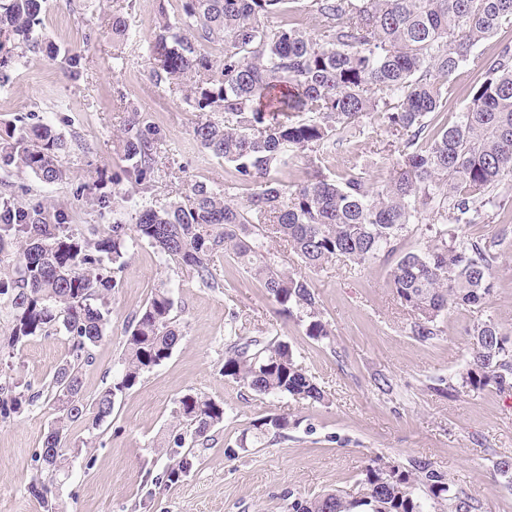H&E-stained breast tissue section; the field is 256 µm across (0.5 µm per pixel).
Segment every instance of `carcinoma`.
Segmentation results:
<instances>
[{"mask_svg":"<svg viewBox=\"0 0 512 512\" xmlns=\"http://www.w3.org/2000/svg\"><path fill=\"white\" fill-rule=\"evenodd\" d=\"M177 18L162 17L148 46L150 79L174 90L190 81L184 95L200 119L193 139L233 166L234 180L217 190L186 183L184 195L135 211L133 223L112 225V234L80 243L59 224L47 223V206L3 203L0 254L18 246L15 276L0 277V313L10 334L0 353L31 336L59 328L68 334V353L49 383L40 387L0 383V419L36 406L42 398L58 404L37 453L45 477L31 485L43 512H60L59 486L69 477L66 438L72 424L99 428L112 416L116 400L145 372L169 359L180 340L171 316L173 299L158 289L134 317L123 343L122 376L90 404L80 377L103 339L109 310L93 304L119 286L104 259L117 263L129 243L144 240L162 254L194 269L208 287L219 286L211 267L229 255L261 280L282 311L306 323V335L330 339L319 296L308 277L279 265L269 242L278 239L300 266L324 269L340 258L359 267L397 251L396 241L410 224L437 225L432 245L407 252L390 273V288L412 313L407 330L420 342L441 333L450 307L486 304L498 259L496 238L483 245L465 237L448 241L443 225L480 224L503 210L509 199L499 186L512 179V0H305L304 15L292 0H180ZM42 0H0V76L46 47ZM273 15L280 25L269 24ZM490 58L473 54L498 34ZM218 46L214 57L207 48ZM474 74L467 102L455 119L431 132L428 117L448 111L452 77L464 68ZM371 112L401 137L402 149L388 182L377 187L356 165L338 177L324 173L336 142ZM65 136L41 124L31 136L0 142V161L43 182L63 178ZM163 138L147 112L129 111L118 142L125 166L112 183L151 187L161 178ZM307 159L308 178L284 188L275 178L295 153ZM250 190L240 203L234 190ZM469 359L448 380V395L466 388L492 387L512 393V338L488 320L473 327ZM236 343L224 356L223 373L259 396H290L321 403L323 390L297 364L281 340L248 351ZM176 418L186 431L174 448L206 446L224 422V407L210 398L186 394ZM261 426L280 436L291 426L286 415H271ZM187 453L162 476L172 486L191 471ZM360 499L340 491L294 503L293 512H476L475 500L456 489L426 461L409 466L371 460L359 480Z\"/></svg>","mask_w":512,"mask_h":512,"instance_id":"1","label":"carcinoma"}]
</instances>
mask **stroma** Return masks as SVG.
Here are the masks:
<instances>
[{"label":"stroma","instance_id":"obj_1","mask_svg":"<svg viewBox=\"0 0 512 512\" xmlns=\"http://www.w3.org/2000/svg\"><path fill=\"white\" fill-rule=\"evenodd\" d=\"M179 10L180 0H46L43 30L51 44L85 53L75 74L63 58L44 52L11 69L0 88V139L52 124L70 138L62 155L66 176L47 184L1 167V202H47L64 214V230L77 240L109 233L115 220L130 222V211L116 214L100 202L111 194L112 173L122 164L116 139L130 106L151 113L167 166L158 183L139 194L140 203L172 200L187 178L218 189L232 180V166L193 140L199 115L183 92L155 88L150 80L148 45L157 20ZM118 17L131 33L120 45L112 41ZM361 126L362 133L337 144L328 172L354 163L385 184L400 142L378 113L364 115ZM391 269L381 259L362 268L341 260L311 273L322 317L334 333L326 343L309 338L305 323L280 314L262 283L232 258L215 260L218 285L210 288L155 247L130 243L115 273L119 286L108 301L105 335L81 371L85 398H95L119 375L128 321L155 290H170L181 339L170 359L116 401L110 422L96 431L72 425V475L59 490L65 512H289L298 499L356 492L362 470L377 456L404 465L430 462L478 501L480 512H512V483L496 470L497 462L512 461V398L491 388L463 389L452 398L435 389L466 360L475 325L490 319L512 335V247L493 266L489 302L450 310L440 336L427 343L405 330L409 313L389 287ZM231 317L240 337L288 342L323 390L324 403L257 397L225 377ZM67 350L65 333L29 337L0 359V374L19 383L49 382ZM377 373L390 379V392L375 387ZM188 393L223 405L224 422L213 431L212 447L197 449L190 474L165 487L158 479L169 462L167 443L182 431L177 401ZM274 414L295 420L287 437L261 430V421ZM56 415L53 402L43 400L0 422V512H42L30 486Z\"/></svg>","mask_w":512,"mask_h":512}]
</instances>
